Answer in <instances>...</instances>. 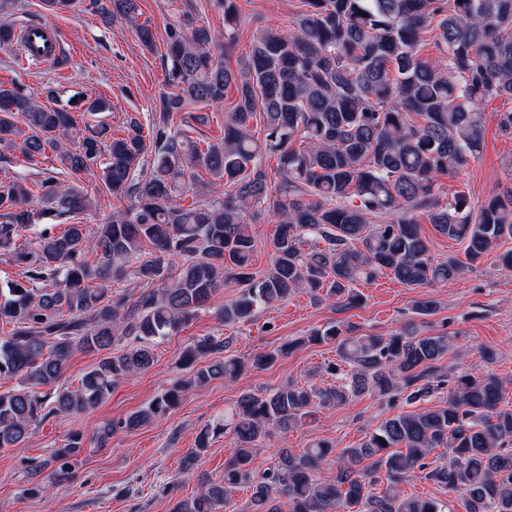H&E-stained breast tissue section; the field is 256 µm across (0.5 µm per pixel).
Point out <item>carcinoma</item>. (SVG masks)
Listing matches in <instances>:
<instances>
[{"instance_id": "1", "label": "carcinoma", "mask_w": 512, "mask_h": 512, "mask_svg": "<svg viewBox=\"0 0 512 512\" xmlns=\"http://www.w3.org/2000/svg\"><path fill=\"white\" fill-rule=\"evenodd\" d=\"M83 0H41L49 14ZM101 22L134 27L152 47L153 31L137 20V0H88ZM224 10V39H236L237 0H215ZM294 27L259 29L250 55L234 70L224 64L223 43L195 24L188 9L166 30L164 84L151 126L138 118L122 138L107 127L78 128L72 100L46 108L37 93L0 82V160L19 152L37 179L0 181V251L23 266L22 279L0 288V379L17 386L0 392V451L21 450L51 414L79 415L107 398L124 378L154 364V347L177 334L222 288L244 286L224 303L226 325L255 318L260 308L297 291L321 303H360L355 286L381 275L415 288L445 283L512 239V185L474 204L463 192L446 204L435 198V177L453 174L480 152L485 113L481 103L512 102V0H301ZM440 52L431 63L419 55L426 35ZM236 100L224 116V136L201 143L171 124L191 102L221 107L229 89ZM263 114L265 137L254 138L250 121ZM299 138L303 147L293 146ZM52 152L61 170L40 168ZM278 157L280 180L272 184L262 157ZM203 168L217 185L210 205H183V194ZM93 173L129 209L91 232L84 224L54 228L89 207L80 187ZM70 185L63 188L59 175ZM260 207L279 218L270 267L251 268L257 236L245 214ZM450 240L464 244V259L436 262L416 212ZM40 227L34 245L19 248L21 230ZM325 246L301 250L307 237ZM98 260L88 262L87 255ZM146 285L134 303L110 284L129 269ZM123 352L112 355L115 342ZM336 346L331 372L349 368L340 384L281 386L266 397L244 394L232 423L205 426L184 457L191 468L228 428L234 456L224 482L203 481L196 496L173 512H217L228 492L253 490L255 512H445L435 499L403 497L396 485L418 470L465 498L466 512H512V409L502 404L503 383L492 372H442L438 363L452 347L445 334L421 336L407 327L389 336L358 333L351 323L315 329L256 355L263 369L301 343ZM218 336H204L182 351L188 377L145 408L107 423L104 444L117 429H135L176 407L182 394L215 378L234 379L245 364L224 356ZM101 355L77 388L62 382L72 356ZM445 406L399 414L332 457L317 442L296 453L277 451L261 478L252 469L256 447L277 429L312 418L364 394L415 403L446 384ZM436 448L448 462L431 465ZM83 452L74 432L50 458L31 459L34 478L51 464L53 484L69 482ZM336 461V481L318 480ZM388 485L366 493L376 474Z\"/></svg>"}]
</instances>
